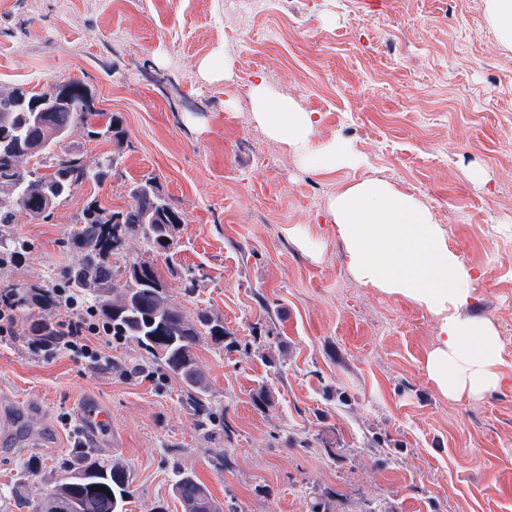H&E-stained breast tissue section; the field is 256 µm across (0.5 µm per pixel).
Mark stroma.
<instances>
[{"mask_svg": "<svg viewBox=\"0 0 512 512\" xmlns=\"http://www.w3.org/2000/svg\"><path fill=\"white\" fill-rule=\"evenodd\" d=\"M216 55L228 78L201 73ZM53 79L87 84L104 117L122 119L123 178L84 183L48 218L15 225L30 248L0 285L57 283L86 200L123 209L131 182L157 176L185 222L154 260L198 279L191 295L169 280L170 299L223 316L236 343L198 351L235 434L203 438L174 382L34 354L31 321L64 313L28 309L0 341V512H18L19 487L37 500L71 448H99L78 414L89 397L112 412L104 450L129 466V512H181L175 455L229 512H309L323 494L337 512H512V51L482 0H270L248 20L224 0H0V88ZM260 79L361 164L303 168L253 119ZM373 177L426 206L477 273L460 313L499 337L497 390L443 395L426 367L435 316L348 269L328 202Z\"/></svg>", "mask_w": 512, "mask_h": 512, "instance_id": "obj_1", "label": "stroma"}]
</instances>
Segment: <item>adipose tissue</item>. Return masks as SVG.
I'll list each match as a JSON object with an SVG mask.
<instances>
[{
    "label": "adipose tissue",
    "mask_w": 512,
    "mask_h": 512,
    "mask_svg": "<svg viewBox=\"0 0 512 512\" xmlns=\"http://www.w3.org/2000/svg\"><path fill=\"white\" fill-rule=\"evenodd\" d=\"M253 117L266 135L287 144L317 172L359 165L344 141L315 138L318 120L294 100L255 83ZM328 213L345 246L347 266L365 284L403 296L438 317L437 345L427 370L446 394L481 395L500 384L498 337L487 324L460 315L476 276L449 250L445 235L413 196L381 179H366L333 197Z\"/></svg>",
    "instance_id": "1"
}]
</instances>
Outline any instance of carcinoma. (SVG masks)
Instances as JSON below:
<instances>
[{
	"mask_svg": "<svg viewBox=\"0 0 512 512\" xmlns=\"http://www.w3.org/2000/svg\"><path fill=\"white\" fill-rule=\"evenodd\" d=\"M44 95L22 88L0 89V261H9L29 248L14 233L20 215L51 214L86 182L119 179L121 155L112 152L106 163L87 164L77 150H57L60 143L81 128L86 136L122 146L126 132L113 116L100 124V112L79 111L77 105H55L48 112H30L31 100ZM33 165L26 166L27 162ZM130 202L118 212L121 223H112L113 212L89 200L76 214L68 241L73 262L61 273L56 287L68 296L94 306L112 323V335L137 348L139 361L131 370H150L164 381H175L183 402L193 411L198 430L206 436L230 439L233 429L210 400L209 385L199 367L198 349L213 344L233 347L226 341L224 319L210 312L189 316L174 305L167 282L151 253L166 252L175 245L184 223L183 213L163 193L157 178L144 177L129 184ZM129 237H140L147 254L124 256L114 266ZM4 296L17 308L49 310L57 306L54 293L42 286L20 289L3 287ZM29 336L51 347L62 345L58 329L48 320L30 325ZM171 490L181 512H224L197 474L171 463ZM124 460L106 457L85 448H74L64 475L56 478L32 505V512H127L133 497Z\"/></svg>",
	"mask_w": 512,
	"mask_h": 512,
	"instance_id": "carcinoma-1",
	"label": "carcinoma"
}]
</instances>
